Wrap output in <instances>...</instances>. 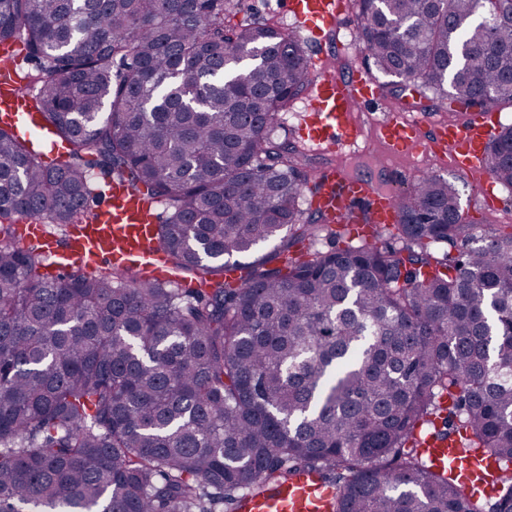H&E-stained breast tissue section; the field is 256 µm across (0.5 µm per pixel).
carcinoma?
Returning <instances> with one entry per match:
<instances>
[{"label":"carcinoma","mask_w":512,"mask_h":512,"mask_svg":"<svg viewBox=\"0 0 512 512\" xmlns=\"http://www.w3.org/2000/svg\"><path fill=\"white\" fill-rule=\"evenodd\" d=\"M228 4L0 0V44L23 43L31 108L66 144L47 163L0 128V512H224L302 468L335 512H507L512 230L473 238L441 175L398 196L399 249L300 221L313 187L276 128L314 76L298 33L227 25ZM354 6L380 71L512 105V0ZM96 170L168 205L180 283L50 277L17 247V216H92ZM489 173L512 188V125ZM276 239L279 264L237 260ZM428 434L491 451L487 495L434 469Z\"/></svg>","instance_id":"carcinoma-1"}]
</instances>
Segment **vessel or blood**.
Instances as JSON below:
<instances>
[{"label": "vessel or blood", "instance_id": "1", "mask_svg": "<svg viewBox=\"0 0 512 512\" xmlns=\"http://www.w3.org/2000/svg\"><path fill=\"white\" fill-rule=\"evenodd\" d=\"M350 0H288L286 16L292 26L320 41L333 32L349 15ZM32 93L19 81L10 49L0 50V125L17 136L31 137L40 149L57 150L54 138L40 129L28 104ZM379 103L376 88L363 71L329 73L314 85L312 98L302 113L297 132L306 145L342 152L355 149L358 133L352 118ZM425 118L410 108L379 124L384 148L376 158L388 166L394 158L420 149L451 152L454 168L464 174L488 170V145L496 133L499 118L495 111L475 114L466 124H434L423 134ZM321 184L311 205L329 223L355 225L359 235L371 237L375 228L399 223L401 213L392 190L377 187L372 179L346 176L333 167L318 171ZM367 201L368 215L355 209L358 201ZM156 211L147 207L142 193L126 182L108 185V195L95 217L71 225L65 239H57L41 224L20 225L16 238L19 247L37 243L52 259V270L61 273L72 267L105 270L115 266H133L143 275L171 280L175 273L167 261L156 232ZM428 457L433 466L451 467L477 490H485L480 480L491 468L488 455L470 456L447 442L428 439ZM336 491L319 472L306 470L270 488L242 495L236 512H334Z\"/></svg>", "mask_w": 512, "mask_h": 512}]
</instances>
